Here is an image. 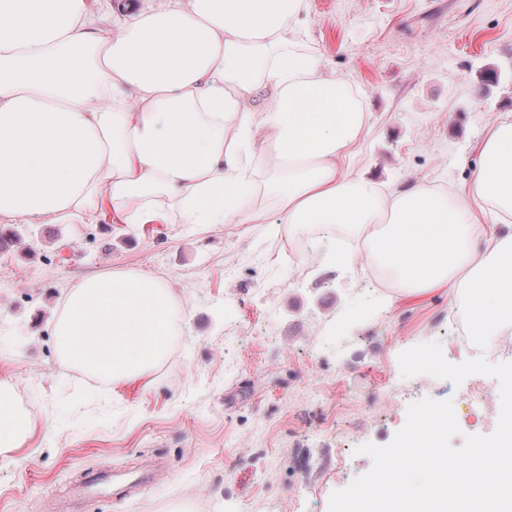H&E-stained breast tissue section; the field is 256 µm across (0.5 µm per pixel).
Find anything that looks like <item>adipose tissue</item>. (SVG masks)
<instances>
[{"instance_id":"adipose-tissue-1","label":"adipose tissue","mask_w":512,"mask_h":512,"mask_svg":"<svg viewBox=\"0 0 512 512\" xmlns=\"http://www.w3.org/2000/svg\"><path fill=\"white\" fill-rule=\"evenodd\" d=\"M307 10L169 0L112 36L87 0H0V216L87 224L108 199L127 224H253L236 189L255 183L279 223L350 225L398 287L447 286L488 335L511 328L512 118L486 124L473 180L452 194L348 177L368 117L291 50Z\"/></svg>"}]
</instances>
